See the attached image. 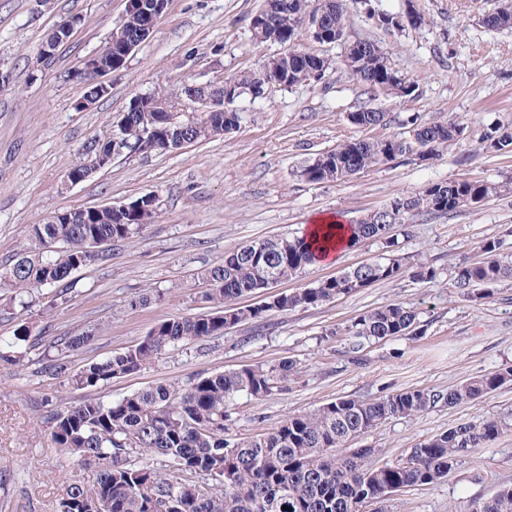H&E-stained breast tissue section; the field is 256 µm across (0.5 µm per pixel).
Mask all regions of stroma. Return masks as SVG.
Here are the masks:
<instances>
[{"instance_id": "1", "label": "stroma", "mask_w": 512, "mask_h": 512, "mask_svg": "<svg viewBox=\"0 0 512 512\" xmlns=\"http://www.w3.org/2000/svg\"><path fill=\"white\" fill-rule=\"evenodd\" d=\"M505 0H414L422 27L388 31L373 13L404 12L405 0H347L351 39L377 43L394 70L419 87L410 101L379 99L392 118L384 128L359 129L348 114L361 88L339 67L340 49L310 43L331 66L319 82L272 89L266 98L242 101L233 134L172 152H125L110 166L68 188L66 172L89 162L91 143L108 135L131 99L152 95L192 111L184 81L222 82L259 68L283 51L258 43L251 19L262 0H169L149 38L112 73L108 97L80 108L83 84L71 73L111 36L125 0H0V264L30 247L33 225L56 212L101 204L120 205L151 193L160 216L129 244L115 246L108 262L72 276L70 300L49 308V289H31L27 305L0 290V341L16 330L51 339L75 329H99L94 344L72 359L81 366L139 342L158 323L198 312L204 284L198 274L250 241L301 236L312 220L351 221L400 194L432 182L470 179L500 186V193L440 218L413 217L400 237L406 259L391 280L318 307L268 312L205 344L171 350L139 373L113 380L97 396L117 400L158 383L269 365L301 364L283 393L262 401L239 398L226 426L241 439L278 426L339 397L373 400L408 387L445 390L488 371L512 368V279L469 302L456 295L455 272L477 256L485 238L501 239V257L512 260V154L483 150L481 136L496 124L512 125V30L490 29L484 15ZM73 19L53 66L37 70L50 29ZM419 114L464 124L462 137L434 160L405 156L341 183L311 184L297 170L309 154L348 138L405 135V120ZM379 242L365 241L339 253L335 263L314 264L281 291L315 286L336 272L375 260ZM434 267V280H415L417 264ZM161 301L141 304L146 291ZM390 303L417 308L419 331L372 341L351 353L344 337L326 342L334 327ZM66 382L33 375L0 358V512H57L67 488L90 472L56 448L44 418L63 402L84 398ZM500 421L503 433L461 456L439 482L396 492L387 512H474L498 490L512 486V384L478 402L430 408L416 418H394L354 440L379 449V461L404 457L418 442L462 421Z\"/></svg>"}]
</instances>
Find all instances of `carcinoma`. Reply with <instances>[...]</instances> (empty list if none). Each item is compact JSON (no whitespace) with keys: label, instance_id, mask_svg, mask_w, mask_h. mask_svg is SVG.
<instances>
[{"label":"carcinoma","instance_id":"1","mask_svg":"<svg viewBox=\"0 0 512 512\" xmlns=\"http://www.w3.org/2000/svg\"><path fill=\"white\" fill-rule=\"evenodd\" d=\"M270 27L254 30L260 42L277 43L288 51L254 71L228 77L219 85L229 98L231 112H208L179 125L169 122L175 109L154 96H138L121 117L122 149L130 153L168 152L212 137L232 133L240 124L239 101L245 94L262 98L273 86L289 88L321 80L330 67L317 55L302 74L288 70V56L302 50L289 44L303 18L323 13L322 31L329 43L343 48L341 69L362 88L366 101L348 114L351 125L369 129L390 123L389 115L372 111L380 97L403 101L419 96V86L395 71L387 54L370 41L350 40L344 0H326L320 8L312 0H272ZM387 29L403 27L400 13L371 14ZM155 24L148 11L133 22L116 27L94 57L106 67L126 63L128 45L140 41L143 27ZM483 24L512 29V6L487 15ZM283 74L278 84L265 74ZM406 137L352 138L305 160L298 175L313 184L344 182L376 165L416 155L429 160L440 156L463 135L456 121L439 122L421 116L407 119ZM485 148L512 153V128L494 126L486 131ZM498 187L484 181L460 179L428 184L411 194L397 195L346 225L347 246L363 240L382 245L383 257L328 277L312 288L269 296L258 306H242L248 295L297 278L316 263L318 249L307 238L281 236L258 239L224 256L220 264L205 268L200 278L210 285L201 292L209 311L166 319L137 344L110 357L72 369L74 355L90 347L98 332L75 330L51 340L45 348L19 332L8 343L13 358L34 365L33 373L63 378L76 389L101 388L138 373L179 346L224 335V331L256 320L269 311L286 313L332 303L389 280L403 269L398 238L390 229L408 231L416 215H451L472 199L482 200ZM158 204L141 196L125 209L103 208L94 213L77 210L57 222L35 224L31 239L34 254L22 250L0 265V288L21 298L30 288H57L68 282L76 263L92 266L107 258V250L93 255L95 241L127 242L158 218ZM500 241L482 240L478 259L462 264L455 288L466 301L483 298L481 291L512 276V264L499 258ZM418 314L410 306L392 303L368 310L352 324L322 336L348 337L350 351L361 352L372 340L416 333ZM37 351L39 356L30 358ZM299 371L295 360L271 365L197 374L182 382L160 383L119 400L89 396L65 402L44 421L53 443L92 473L89 484H73L60 501L59 512H90L102 499L112 512H360L369 502L403 488L430 485L448 475L458 457L495 440L503 432L500 422H459L429 437L404 459L378 464L374 448H351L361 437L391 418L418 417L441 404L455 407L474 403L512 382V369H499L467 378L448 390L405 388L374 400L339 397L317 409L290 415L267 432L247 439L225 434L224 421L241 395L263 400L287 389ZM475 512H512V486L499 490Z\"/></svg>","mask_w":512,"mask_h":512}]
</instances>
